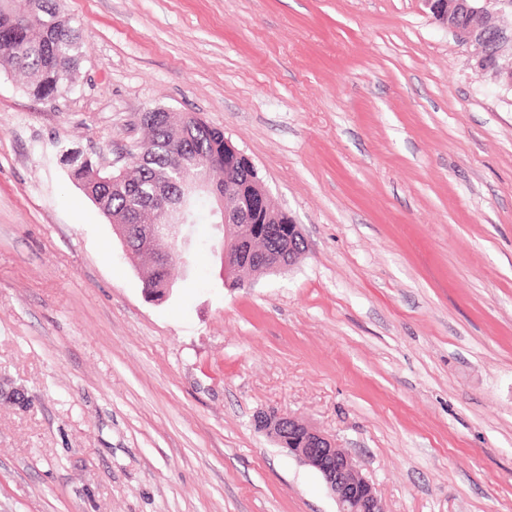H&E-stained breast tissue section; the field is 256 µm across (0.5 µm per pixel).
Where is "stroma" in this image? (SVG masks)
<instances>
[{"label": "stroma", "instance_id": "1", "mask_svg": "<svg viewBox=\"0 0 512 512\" xmlns=\"http://www.w3.org/2000/svg\"><path fill=\"white\" fill-rule=\"evenodd\" d=\"M70 90L0 71V512H336L254 424L333 437L386 512H512V91L421 0H55ZM198 114L306 256L225 286L202 213L161 300L60 160Z\"/></svg>", "mask_w": 512, "mask_h": 512}]
</instances>
